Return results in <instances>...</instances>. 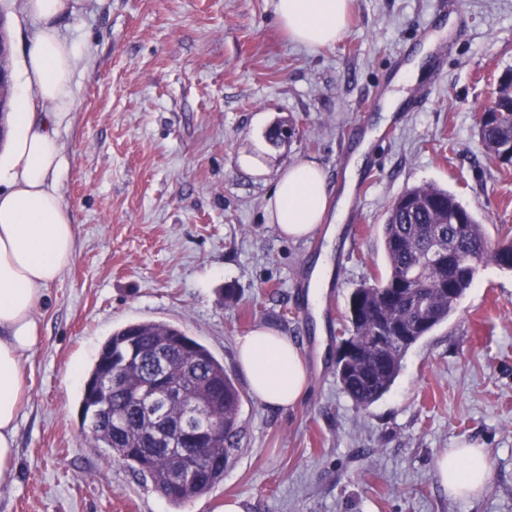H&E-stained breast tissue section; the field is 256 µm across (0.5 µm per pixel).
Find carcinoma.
Masks as SVG:
<instances>
[{
    "label": "carcinoma",
    "mask_w": 512,
    "mask_h": 512,
    "mask_svg": "<svg viewBox=\"0 0 512 512\" xmlns=\"http://www.w3.org/2000/svg\"><path fill=\"white\" fill-rule=\"evenodd\" d=\"M490 111L488 119L479 122L480 140L493 159L511 164L512 81L502 84ZM382 232L387 270L351 293L357 312L348 329L354 355L348 370L336 371L342 390L360 408L388 392L407 350L448 318L455 298L470 288L481 266L504 265L502 250L492 244L474 214L452 193L433 185L410 187L392 200ZM430 248L444 252L442 263L422 264ZM470 253L477 256V264L460 266L459 255ZM392 323L401 326L408 340L384 350L374 340L376 329ZM161 345L166 348L165 379L178 384L187 399L207 400L205 419L220 428L211 461L179 483L170 477L179 457L170 444L182 448L184 443L168 434L165 422L181 409L167 408L156 399L148 413L137 401L146 388L159 389L151 367ZM129 357L135 366L122 373L124 393L118 395L106 383ZM87 381L98 387L94 395L83 391L81 400L82 421L95 446L110 449L112 459L149 480L172 504L203 494L224 479V468L240 447L241 394L224 364L182 328L154 321L119 328L101 346Z\"/></svg>",
    "instance_id": "1"
}]
</instances>
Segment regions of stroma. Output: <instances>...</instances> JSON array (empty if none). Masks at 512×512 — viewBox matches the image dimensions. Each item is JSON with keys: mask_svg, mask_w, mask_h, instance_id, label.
<instances>
[{"mask_svg": "<svg viewBox=\"0 0 512 512\" xmlns=\"http://www.w3.org/2000/svg\"><path fill=\"white\" fill-rule=\"evenodd\" d=\"M458 3L466 22L437 14V0H350L343 37L316 49L288 39L275 0H81L59 20L82 46L59 130L76 255L36 310L0 512H219L228 497L245 512H512V272L481 267L368 409L335 374L349 297L384 275L381 228L406 188L446 189L490 240L512 237V166L489 159L477 135L512 72V0ZM419 53L418 81L395 85ZM277 125L294 133L274 145ZM304 159L349 204L337 235L322 224L294 242L265 205L278 174ZM323 255L331 272L315 307ZM136 321L183 328L243 393L240 452L223 481L179 506L81 427L84 377ZM258 324L291 338L307 364L293 408L262 404L236 367V336ZM466 444L484 448L490 480L460 501L435 464Z\"/></svg>", "mask_w": 512, "mask_h": 512, "instance_id": "obj_1", "label": "stroma"}]
</instances>
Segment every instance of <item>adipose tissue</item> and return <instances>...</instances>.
I'll return each mask as SVG.
<instances>
[{"label":"adipose tissue","instance_id":"adipose-tissue-1","mask_svg":"<svg viewBox=\"0 0 512 512\" xmlns=\"http://www.w3.org/2000/svg\"><path fill=\"white\" fill-rule=\"evenodd\" d=\"M77 7L78 0H21V13L36 31L23 53L15 109L0 143V488L15 481L25 392L21 362L40 340L36 310L76 252L75 227L59 190V130L74 108L73 75L82 47L63 38L56 22ZM348 7L349 0H277L276 16L292 41L325 47L341 38ZM347 206L344 199L331 203L322 169L301 160L279 174L265 217L298 241L319 224L343 220ZM236 364L250 392L269 407H293L306 393V363L294 342L275 330L257 326L237 337ZM436 473L454 496L481 492L490 479L483 451L473 447L444 451Z\"/></svg>","mask_w":512,"mask_h":512}]
</instances>
